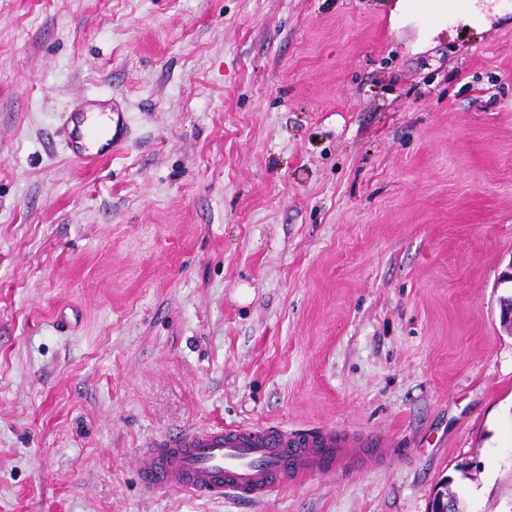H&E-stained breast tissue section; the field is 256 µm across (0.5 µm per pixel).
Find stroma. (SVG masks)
<instances>
[{
	"mask_svg": "<svg viewBox=\"0 0 512 512\" xmlns=\"http://www.w3.org/2000/svg\"><path fill=\"white\" fill-rule=\"evenodd\" d=\"M0 0V512H466L512 499V5ZM120 103L97 170L56 142ZM332 423L383 464L146 497L138 450ZM469 478L456 479L458 464ZM85 103L79 104L71 112L62 113L59 134L69 148L72 158L82 169L91 170L105 159L122 151L128 137L129 127L123 109L117 104L114 105L113 115H116V119H112V123H115L112 132L109 128H101L96 125L85 126L84 112H82ZM89 139L103 142L96 153H91L86 147L85 142Z\"/></svg>",
	"mask_w": 512,
	"mask_h": 512,
	"instance_id": "1",
	"label": "stroma"
}]
</instances>
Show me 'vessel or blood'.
<instances>
[{"instance_id": "1", "label": "vessel or blood", "mask_w": 512, "mask_h": 512, "mask_svg": "<svg viewBox=\"0 0 512 512\" xmlns=\"http://www.w3.org/2000/svg\"><path fill=\"white\" fill-rule=\"evenodd\" d=\"M114 113L111 129L85 124L78 107L62 114L59 134L82 169L122 151L129 127L122 108ZM370 454L381 460L388 454L378 436L333 426L298 433L216 424L149 441L138 451V478L147 495L168 490L260 502L312 474L357 467Z\"/></svg>"}]
</instances>
